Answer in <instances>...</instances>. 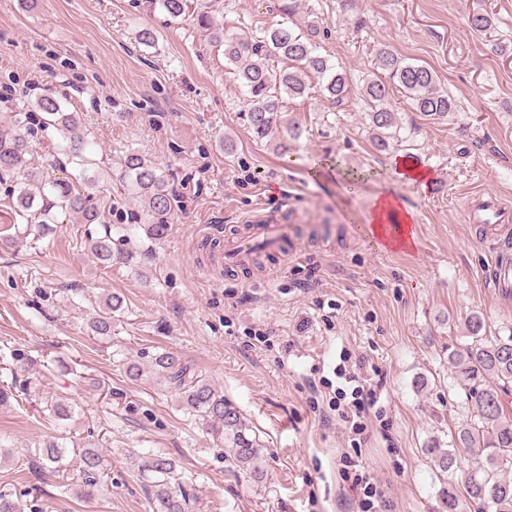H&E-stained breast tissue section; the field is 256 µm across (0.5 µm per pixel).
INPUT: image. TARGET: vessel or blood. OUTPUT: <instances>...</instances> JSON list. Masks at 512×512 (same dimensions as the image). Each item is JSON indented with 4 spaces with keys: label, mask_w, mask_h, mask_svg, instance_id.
<instances>
[{
    "label": "vessel or blood",
    "mask_w": 512,
    "mask_h": 512,
    "mask_svg": "<svg viewBox=\"0 0 512 512\" xmlns=\"http://www.w3.org/2000/svg\"><path fill=\"white\" fill-rule=\"evenodd\" d=\"M466 221L475 235L490 240L512 235V207L492 195L471 198L466 208ZM296 249L289 226L282 220L258 217L236 225L220 255L225 267L249 265L256 254H290ZM495 289H512V262L495 260L488 268Z\"/></svg>",
    "instance_id": "obj_1"
}]
</instances>
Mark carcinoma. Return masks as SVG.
Returning <instances> with one entry per match:
<instances>
[{
  "label": "carcinoma",
  "mask_w": 512,
  "mask_h": 512,
  "mask_svg": "<svg viewBox=\"0 0 512 512\" xmlns=\"http://www.w3.org/2000/svg\"><path fill=\"white\" fill-rule=\"evenodd\" d=\"M494 18L489 13H474L467 18V26L474 32L492 28ZM200 22L212 31L213 41L224 45V59L228 69L240 81L248 101L247 120L257 139L282 138L279 146L288 149V139L298 137L297 127L284 125L279 96L303 97L309 92V82L315 80L322 94L340 107L354 92L346 72L332 64L318 52L315 42L317 25H309L302 32L285 23L263 30V36L253 39L240 33L226 32L207 16ZM286 61L274 68L272 59ZM378 68L382 76L366 78L359 94L371 106L369 130L375 145L388 148L396 139L397 121L389 107V91L398 88L412 100L416 110L431 119H443L456 111L454 100L439 88L434 71L423 64L411 62L391 50L379 53ZM35 107L42 113L15 112L10 128L0 133V178L17 174L24 180V188L15 201L8 203L11 214L26 221L20 234L0 235V244L12 247L21 236L43 237L56 222L57 214L78 215L83 224H96L99 229L87 231V250L103 267L114 262L126 263L130 252L117 246L112 237L113 225L104 221L95 204L93 187L87 182L86 192L75 191L66 179L46 181L43 178L47 158H39L34 147V126H52L63 135L58 150L71 158L85 162V135L76 112H64L49 94L39 97ZM122 182L140 199L152 223L146 225L149 238L165 237L175 195L166 172L130 153L123 164ZM123 299L112 293L103 306L88 320L93 335L112 336V315L121 311ZM471 343L448 354L451 372L467 393L469 419L457 429L453 447L431 446L425 452L434 458L440 472L448 475L446 505L448 512H512V417L505 412L502 394L512 391V330L506 336H486L485 319L472 314L467 323ZM17 374L11 382L0 384V406L20 392L27 391L28 380L19 373L28 371V363L16 354ZM151 373L165 382L179 398L181 409L191 414L196 423L209 434L224 441L234 463L253 472L261 469L263 451L247 434V426L238 411L224 399V393L208 379L199 375L179 355L168 352L152 359ZM79 458L83 481L75 495L87 498L95 495L106 459L96 441L85 440L72 449L59 440H47L35 449L44 472L58 476L67 465V452ZM137 471L149 481L153 512H190L196 502L193 484L178 471L176 462L160 454H149L136 460ZM0 512H40L34 501L24 502L10 494L0 493Z\"/></svg>",
  "instance_id": "carcinoma-1"
}]
</instances>
